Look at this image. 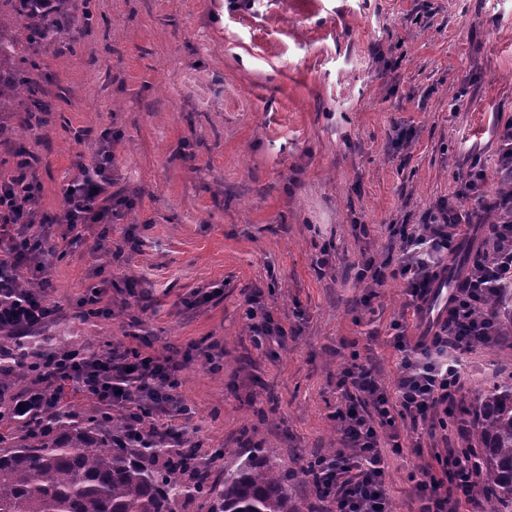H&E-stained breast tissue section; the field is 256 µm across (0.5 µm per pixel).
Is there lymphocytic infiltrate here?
Instances as JSON below:
<instances>
[{
	"label": "lymphocytic infiltrate",
	"instance_id": "lymphocytic-infiltrate-1",
	"mask_svg": "<svg viewBox=\"0 0 512 512\" xmlns=\"http://www.w3.org/2000/svg\"><path fill=\"white\" fill-rule=\"evenodd\" d=\"M29 166V161H20L9 183L0 184V242L9 243L8 259L0 258V330L15 332L38 325L49 315L42 301L14 286L23 276L37 280L44 276L43 269L29 261L31 245L24 232L34 223L40 200ZM111 183V151L105 146L93 167L82 168L64 191L68 224H109L120 218V211L105 197ZM486 184L485 170L471 163L460 179L458 203H439L419 224L391 225L400 252L396 265L369 261L362 268L376 287L390 278L402 281L415 315H423L431 287L447 270L456 240L473 222L462 200L476 198L492 217L486 249L450 299L451 316L428 326L414 340L407 336L405 325L394 323L393 345L402 365L394 390L381 387L364 369L346 372L345 381L365 395L373 411L364 414L349 405L336 413L352 452L324 458L312 479L317 493L330 499L336 512H391L380 429H396L401 418L446 426L460 388L459 354L475 344L495 341L502 333L503 315L512 314V194L489 195ZM47 371L105 389L116 403L147 399L157 416L178 405L173 391L182 367L168 358L137 351L68 352L51 359ZM478 476L476 454L449 449L439 458L437 469L422 467L412 475L418 512H482L474 494Z\"/></svg>",
	"mask_w": 512,
	"mask_h": 512
}]
</instances>
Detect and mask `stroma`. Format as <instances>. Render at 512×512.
I'll return each mask as SVG.
<instances>
[{
  "label": "stroma",
  "instance_id": "stroma-1",
  "mask_svg": "<svg viewBox=\"0 0 512 512\" xmlns=\"http://www.w3.org/2000/svg\"><path fill=\"white\" fill-rule=\"evenodd\" d=\"M93 17L41 50L28 100L0 114V181L32 158L51 317L32 335L92 350L186 359L179 447L208 480L252 448L291 467L312 512H331L303 467L344 452V370L386 389L410 337L403 282L373 288L360 264L397 262L393 224L454 198L471 162L502 188L496 129L512 120V0H63ZM122 220L62 224L64 190L101 144ZM329 253L323 271L314 268ZM103 289L101 315L82 298ZM284 333L256 343L250 311ZM447 430L380 431L392 512H417L411 474L474 446L493 372L512 380V333L463 356Z\"/></svg>",
  "mask_w": 512,
  "mask_h": 512
}]
</instances>
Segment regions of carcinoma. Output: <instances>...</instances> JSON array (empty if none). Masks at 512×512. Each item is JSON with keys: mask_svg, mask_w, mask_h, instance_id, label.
I'll return each mask as SVG.
<instances>
[{"mask_svg": "<svg viewBox=\"0 0 512 512\" xmlns=\"http://www.w3.org/2000/svg\"><path fill=\"white\" fill-rule=\"evenodd\" d=\"M41 0H12L13 19L0 17V113L25 97L32 111H43L41 87L29 71L37 58L18 60L19 46L32 50L54 39V29L39 10ZM471 261L464 248L448 270L459 284ZM0 348V512H178L191 495L207 512H308L295 487L294 472L274 458L250 455L211 485L187 486L177 472L157 465L161 449L127 441V416L100 414L79 418L68 401L73 384L58 378L48 394L60 406L40 426L41 414L21 416L8 391L31 377L37 364L65 350L17 345ZM485 499L483 512H512V386L494 387L483 396L477 440Z\"/></svg>", "mask_w": 512, "mask_h": 512, "instance_id": "obj_1", "label": "carcinoma"}]
</instances>
